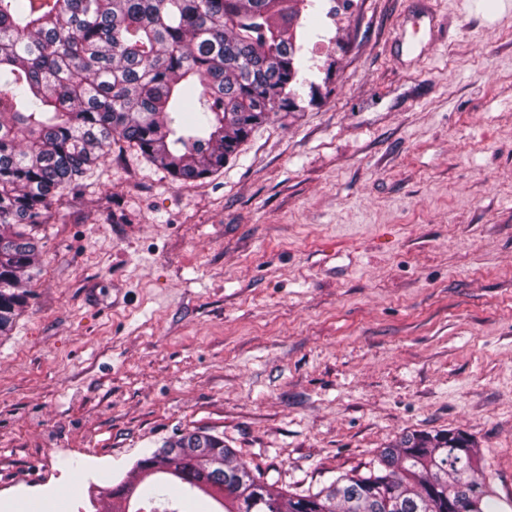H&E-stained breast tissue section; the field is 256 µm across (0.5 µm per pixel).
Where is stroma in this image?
<instances>
[{"mask_svg":"<svg viewBox=\"0 0 512 512\" xmlns=\"http://www.w3.org/2000/svg\"><path fill=\"white\" fill-rule=\"evenodd\" d=\"M318 94L179 182L113 140L0 336V512L193 429L318 488L462 430L512 512V0H319Z\"/></svg>","mask_w":512,"mask_h":512,"instance_id":"1","label":"stroma"}]
</instances>
